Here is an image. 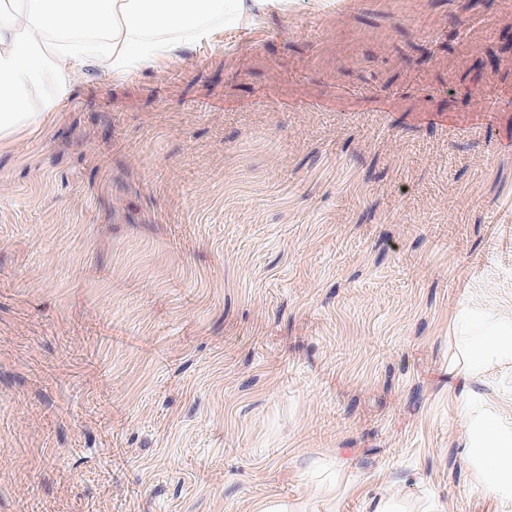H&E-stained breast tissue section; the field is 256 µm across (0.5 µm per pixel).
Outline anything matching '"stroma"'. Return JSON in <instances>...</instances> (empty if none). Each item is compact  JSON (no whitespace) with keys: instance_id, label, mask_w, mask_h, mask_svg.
<instances>
[{"instance_id":"35a3bbf8","label":"stroma","mask_w":512,"mask_h":512,"mask_svg":"<svg viewBox=\"0 0 512 512\" xmlns=\"http://www.w3.org/2000/svg\"><path fill=\"white\" fill-rule=\"evenodd\" d=\"M508 142L512 0L91 63L0 143V512H512ZM512 445L488 438L484 454L487 459L486 480L495 490L512 487Z\"/></svg>"}]
</instances>
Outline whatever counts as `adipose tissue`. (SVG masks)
Segmentation results:
<instances>
[{"mask_svg": "<svg viewBox=\"0 0 512 512\" xmlns=\"http://www.w3.org/2000/svg\"><path fill=\"white\" fill-rule=\"evenodd\" d=\"M0 9V140L21 128H38L29 88L44 70L54 76L56 98L90 61L128 75L178 58L205 39L212 19L240 22L251 9L275 0H11ZM485 472L490 487H512V445L487 439Z\"/></svg>", "mask_w": 512, "mask_h": 512, "instance_id": "obj_1", "label": "adipose tissue"}]
</instances>
